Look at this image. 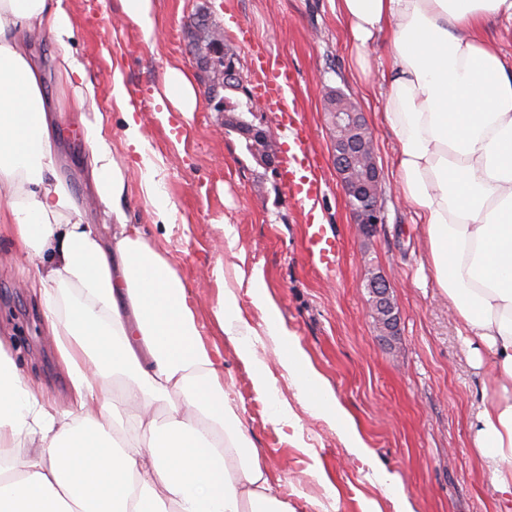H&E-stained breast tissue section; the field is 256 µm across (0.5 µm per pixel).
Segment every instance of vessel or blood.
Instances as JSON below:
<instances>
[{"label": "vessel or blood", "mask_w": 512, "mask_h": 512, "mask_svg": "<svg viewBox=\"0 0 512 512\" xmlns=\"http://www.w3.org/2000/svg\"><path fill=\"white\" fill-rule=\"evenodd\" d=\"M252 55L251 74L258 98L265 111L274 114L278 128L288 137L280 161L282 183L298 203H315L324 188L312 163L309 133L287 96L295 83L294 74L285 66H269L261 50H253ZM305 252L312 265L329 269L336 264L340 243L327 235L323 225L311 223L306 227Z\"/></svg>", "instance_id": "1"}]
</instances>
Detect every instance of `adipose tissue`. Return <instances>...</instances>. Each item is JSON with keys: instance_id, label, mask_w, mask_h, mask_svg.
<instances>
[{"instance_id": "obj_1", "label": "adipose tissue", "mask_w": 512, "mask_h": 512, "mask_svg": "<svg viewBox=\"0 0 512 512\" xmlns=\"http://www.w3.org/2000/svg\"><path fill=\"white\" fill-rule=\"evenodd\" d=\"M62 0H0V235L33 266L72 402L57 408L0 347V512H296L224 398L219 351L187 288L128 223L112 144L85 122L111 242L58 173L49 100L25 51L68 46ZM355 51L385 39L383 119L404 201L425 227L436 285L495 371L474 444L512 494V59L484 31L512 0H338ZM247 294L310 408L368 449L284 325L259 276ZM123 406L112 404L115 381Z\"/></svg>"}]
</instances>
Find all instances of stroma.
I'll use <instances>...</instances> for the list:
<instances>
[{"instance_id": "1", "label": "stroma", "mask_w": 512, "mask_h": 512, "mask_svg": "<svg viewBox=\"0 0 512 512\" xmlns=\"http://www.w3.org/2000/svg\"><path fill=\"white\" fill-rule=\"evenodd\" d=\"M74 26L68 48L32 38L30 58L70 53L97 86L96 107L124 177L128 221L164 254L185 283L205 343L224 361V393L269 478L296 512H395L393 499L374 482V469L395 476L412 512H512V495L488 479L474 446L482 401L494 390L491 360L476 364L475 351L430 272L425 230L398 195L392 165L393 133L382 122L380 76L362 73L336 0H152L156 36L122 15L120 0H64ZM207 12L223 30L248 72V49L267 48L270 62L296 74L291 93L307 126L325 193L317 213L328 233L343 242L335 272L304 256L306 216L288 195L278 164H266L225 129L208 85L197 78L198 105L184 120L167 98V73L196 74L188 28ZM127 97L116 101L114 81ZM344 92L358 106L373 136L381 172L385 221L361 234L353 221L333 159V136L324 110V87ZM45 89L56 112L61 173L87 207L89 223L101 224L87 176L75 87L54 73ZM141 123L144 145L125 134L124 114ZM150 159L173 206L171 226L159 224L146 201L141 166ZM32 266L18 245L0 241V344L21 374L45 397L67 404V380L32 285ZM384 275L399 314L396 331L380 330L370 309L367 281ZM261 275L288 330L353 417L367 448L359 460L335 429L314 415L277 362V337L267 335L247 288ZM234 291L251 326L248 343L276 380L275 396L296 418L282 428L269 420V403L253 384L239 337L218 328L212 310Z\"/></svg>"}]
</instances>
